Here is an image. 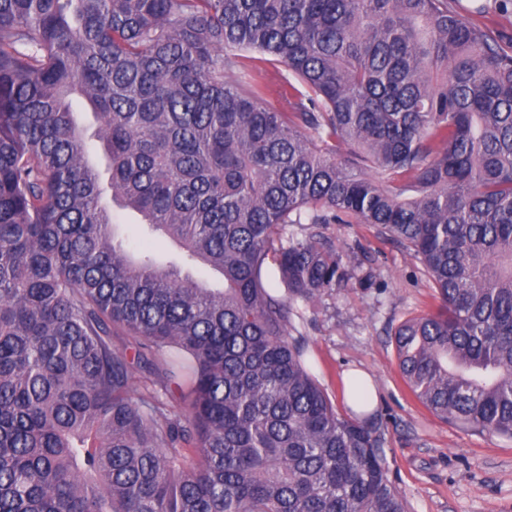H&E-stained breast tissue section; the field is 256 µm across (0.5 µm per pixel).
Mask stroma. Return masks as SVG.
I'll return each mask as SVG.
<instances>
[{
    "label": "stroma",
    "mask_w": 512,
    "mask_h": 512,
    "mask_svg": "<svg viewBox=\"0 0 512 512\" xmlns=\"http://www.w3.org/2000/svg\"><path fill=\"white\" fill-rule=\"evenodd\" d=\"M320 231L350 247L360 273L374 280L309 303L300 326L313 372L339 412L348 411L343 371L369 372L379 395L369 418L384 429L383 451L408 512H512V440L439 419L399 371L396 327L435 305L423 265L372 224H324Z\"/></svg>",
    "instance_id": "stroma-1"
}]
</instances>
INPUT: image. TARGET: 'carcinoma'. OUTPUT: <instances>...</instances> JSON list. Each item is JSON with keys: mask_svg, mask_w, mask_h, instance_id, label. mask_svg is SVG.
Listing matches in <instances>:
<instances>
[{"mask_svg": "<svg viewBox=\"0 0 512 512\" xmlns=\"http://www.w3.org/2000/svg\"><path fill=\"white\" fill-rule=\"evenodd\" d=\"M114 206L180 256L116 243ZM336 223L432 281L394 332L415 398L512 439L499 36L454 0H0V512H406L291 337L297 302L373 285Z\"/></svg>", "mask_w": 512, "mask_h": 512, "instance_id": "obj_1", "label": "carcinoma"}]
</instances>
